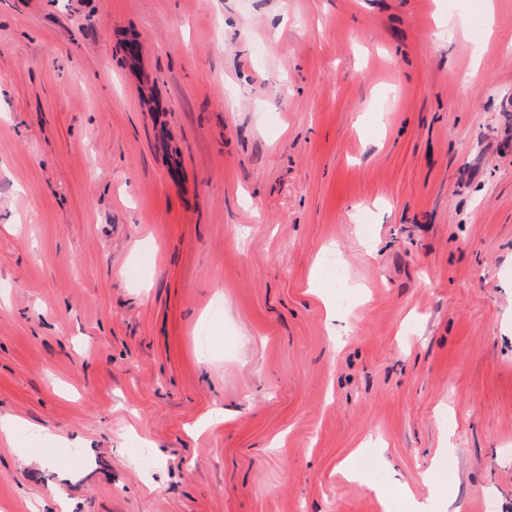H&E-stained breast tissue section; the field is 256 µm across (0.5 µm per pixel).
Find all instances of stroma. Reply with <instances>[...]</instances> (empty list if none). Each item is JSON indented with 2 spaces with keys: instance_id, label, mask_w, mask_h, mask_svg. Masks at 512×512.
Here are the masks:
<instances>
[{
  "instance_id": "1",
  "label": "stroma",
  "mask_w": 512,
  "mask_h": 512,
  "mask_svg": "<svg viewBox=\"0 0 512 512\" xmlns=\"http://www.w3.org/2000/svg\"><path fill=\"white\" fill-rule=\"evenodd\" d=\"M494 5L0 0V512H512ZM20 435L27 436L29 446L33 448L53 446L61 440L60 437L46 429L28 424L19 418L11 416L0 417L1 437L9 443H14Z\"/></svg>"
}]
</instances>
